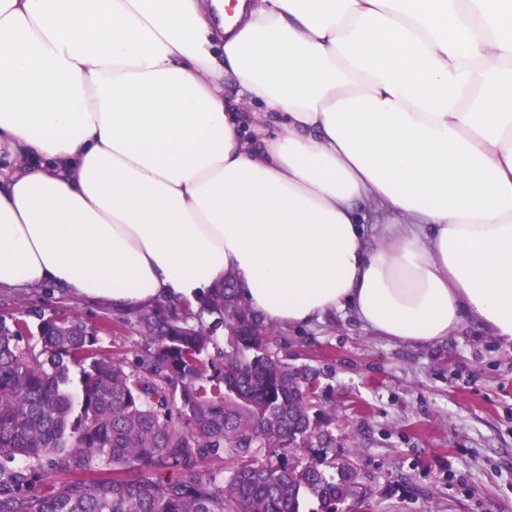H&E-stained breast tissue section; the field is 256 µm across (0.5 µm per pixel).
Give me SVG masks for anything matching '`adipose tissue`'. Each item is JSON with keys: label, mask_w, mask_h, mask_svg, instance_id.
I'll use <instances>...</instances> for the list:
<instances>
[{"label": "adipose tissue", "mask_w": 512, "mask_h": 512, "mask_svg": "<svg viewBox=\"0 0 512 512\" xmlns=\"http://www.w3.org/2000/svg\"><path fill=\"white\" fill-rule=\"evenodd\" d=\"M228 273L276 325L512 342V0H0V287Z\"/></svg>", "instance_id": "1"}]
</instances>
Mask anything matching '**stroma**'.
I'll return each mask as SVG.
<instances>
[{
	"label": "stroma",
	"instance_id": "obj_1",
	"mask_svg": "<svg viewBox=\"0 0 512 512\" xmlns=\"http://www.w3.org/2000/svg\"><path fill=\"white\" fill-rule=\"evenodd\" d=\"M78 313L110 353L142 354L133 315L63 289L0 288V313ZM281 358L320 374L336 450L373 494L361 512H512V344L473 321L418 348L376 336L350 310L283 327Z\"/></svg>",
	"mask_w": 512,
	"mask_h": 512
}]
</instances>
